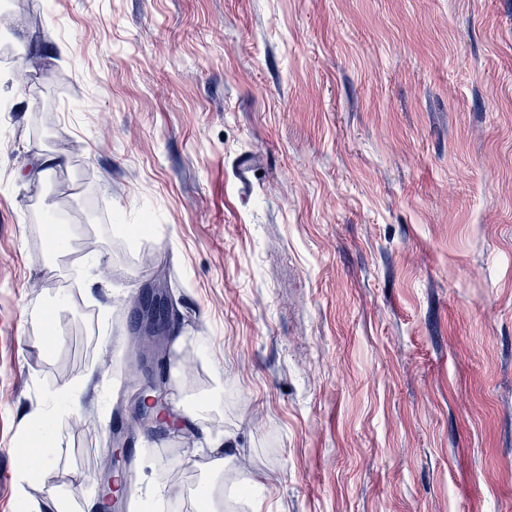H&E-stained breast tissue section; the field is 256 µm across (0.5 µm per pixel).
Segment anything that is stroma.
Instances as JSON below:
<instances>
[{"mask_svg": "<svg viewBox=\"0 0 512 512\" xmlns=\"http://www.w3.org/2000/svg\"><path fill=\"white\" fill-rule=\"evenodd\" d=\"M32 2L0 63V512H91L121 423L135 512H512V0ZM144 365L179 430L132 427ZM160 282L153 284L143 298L139 311V330L134 339L138 344L155 347L160 333L164 329L161 325L171 319L173 307L169 301L167 292Z\"/></svg>", "mask_w": 512, "mask_h": 512, "instance_id": "obj_1", "label": "stroma"}]
</instances>
